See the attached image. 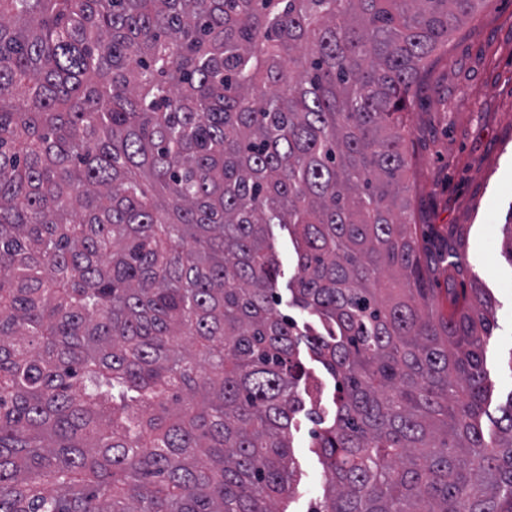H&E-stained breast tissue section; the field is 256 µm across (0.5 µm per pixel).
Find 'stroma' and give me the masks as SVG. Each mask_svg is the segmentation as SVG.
Masks as SVG:
<instances>
[{"mask_svg":"<svg viewBox=\"0 0 512 512\" xmlns=\"http://www.w3.org/2000/svg\"><path fill=\"white\" fill-rule=\"evenodd\" d=\"M415 222L431 257L435 306L449 288L474 286L490 297L495 327L486 345L493 395L483 417L494 428L512 400V0H487L429 66L405 115ZM313 425L292 429L297 482L290 512H307L324 492Z\"/></svg>","mask_w":512,"mask_h":512,"instance_id":"35a3bbf8","label":"stroma"}]
</instances>
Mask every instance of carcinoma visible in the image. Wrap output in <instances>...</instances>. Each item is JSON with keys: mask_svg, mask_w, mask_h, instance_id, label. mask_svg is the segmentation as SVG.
<instances>
[{"mask_svg": "<svg viewBox=\"0 0 512 512\" xmlns=\"http://www.w3.org/2000/svg\"><path fill=\"white\" fill-rule=\"evenodd\" d=\"M483 2L0 0V512H286L303 411L311 512H512L488 300L435 313L401 196ZM271 243L282 265V275L279 278L278 284L282 303L277 308L282 314L294 316L301 321H307L304 313L298 309L288 307V281L293 279L298 272L297 260L288 229L280 227L278 224L271 225ZM300 358L302 359V362L305 364V367L307 369H310L311 372H314L315 375L320 380H322L324 384V391L322 396L321 408L328 412V415L330 416L332 411L334 410V405L332 403V396L334 393V382L332 378L324 372L319 363L311 359L309 352L304 344L300 345ZM318 428L300 415L292 427L294 453L296 458L297 482L289 510L308 512L311 502L319 499L324 492L323 467L316 454L312 430Z\"/></svg>", "mask_w": 512, "mask_h": 512, "instance_id": "1", "label": "carcinoma"}]
</instances>
